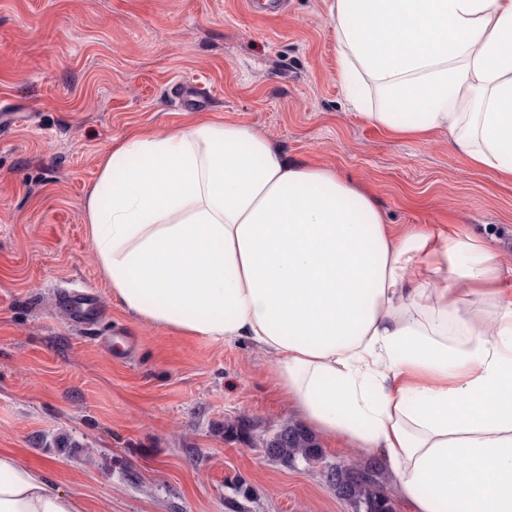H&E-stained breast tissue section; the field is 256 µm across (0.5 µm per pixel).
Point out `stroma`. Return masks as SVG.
Masks as SVG:
<instances>
[{
	"label": "stroma",
	"mask_w": 512,
	"mask_h": 512,
	"mask_svg": "<svg viewBox=\"0 0 512 512\" xmlns=\"http://www.w3.org/2000/svg\"><path fill=\"white\" fill-rule=\"evenodd\" d=\"M331 2L264 18L244 0H0V100L29 115L0 134V452L48 467L87 512H353L320 465L284 467L225 434L243 414L261 430L296 419L263 353L163 331L99 271L83 202L102 156L191 120L196 81L215 93L203 113L336 169L388 223L450 225L512 267V180L447 135L368 122L342 92ZM65 288L94 290L102 320L73 325ZM127 332L131 353L99 348Z\"/></svg>",
	"instance_id": "stroma-1"
}]
</instances>
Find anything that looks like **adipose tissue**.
<instances>
[{
	"mask_svg": "<svg viewBox=\"0 0 512 512\" xmlns=\"http://www.w3.org/2000/svg\"><path fill=\"white\" fill-rule=\"evenodd\" d=\"M343 87L395 135L512 178V0H332ZM99 270L156 327L247 341L307 427L409 512H512V270L456 229L393 230L335 170L197 118L110 149L84 200ZM0 512H85L0 453Z\"/></svg>",
	"mask_w": 512,
	"mask_h": 512,
	"instance_id": "1",
	"label": "adipose tissue"
}]
</instances>
